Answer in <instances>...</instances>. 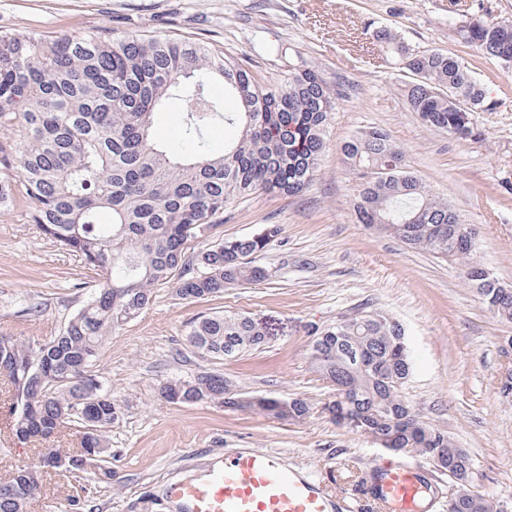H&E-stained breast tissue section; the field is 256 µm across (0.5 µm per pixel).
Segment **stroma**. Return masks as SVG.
Instances as JSON below:
<instances>
[{"instance_id":"35a3bbf8","label":"stroma","mask_w":512,"mask_h":512,"mask_svg":"<svg viewBox=\"0 0 512 512\" xmlns=\"http://www.w3.org/2000/svg\"><path fill=\"white\" fill-rule=\"evenodd\" d=\"M474 15L512 19V0H0V31L60 35L105 26L119 34H178L249 60L275 82L289 67H313L344 89L313 181L293 196L260 193L231 205L210 232L215 242L280 225L254 258L267 278L195 301L178 299L171 286L154 287L150 305L108 336L93 367L124 410L105 432L111 481L98 484L87 506L71 480L43 469L28 512H170L169 482L247 448L274 452L294 470L330 474L340 500L380 460L415 463L416 455L391 453L372 436L337 426L325 409L333 390L309 364L313 329L362 307L403 324L414 362L405 397L470 452L472 486L493 512H512V392L503 389L512 371V352L504 350L512 323L481 303L460 264L356 223V184L339 150L365 128L389 130L416 175L463 223L479 226L473 261L512 285V65L450 37V25ZM380 27L414 49L452 53L473 72L492 105L474 115L479 140L459 142L421 123L407 104L406 76L381 60L373 38ZM261 42L286 48L288 63L256 57ZM88 280L75 256L30 224L23 196L0 209V336L35 347L58 335L88 300ZM213 311L259 323L265 345L230 360L202 357L185 329ZM201 370L222 373L245 392L307 399L311 411L289 424L158 398L160 382ZM44 448L1 432L0 480L39 465Z\"/></svg>"}]
</instances>
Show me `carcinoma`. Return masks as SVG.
Here are the masks:
<instances>
[{
	"mask_svg": "<svg viewBox=\"0 0 512 512\" xmlns=\"http://www.w3.org/2000/svg\"><path fill=\"white\" fill-rule=\"evenodd\" d=\"M388 63L409 74L405 96L428 126L458 141L476 139L473 114L489 111L472 72L450 53L416 51L390 29L374 31ZM454 39L512 64V21L474 16L452 27ZM224 83L231 111L214 102L208 85ZM171 99L186 112L191 149L181 155L151 136L153 116ZM336 93L314 69H295L274 84L237 58L184 36L158 37L106 27L70 35L0 32V134L18 139L3 164L14 181L0 179V206L19 188L30 203V222L99 277L89 300L48 341L26 347L0 336V376L12 385L7 428L44 441L64 428L82 429L70 455L50 448L43 466L74 478L90 470L112 479L104 447L106 429L122 407L92 368L112 329L148 307L153 287L171 284L183 300L216 297L224 288L266 279L250 257L281 228L267 224L244 239L204 245L224 223L227 206L257 192L293 195L316 176L328 148L326 128ZM217 121L237 124L239 138L216 155L204 130ZM359 180L356 222L389 225L407 247L459 261L483 305L512 322V288L471 261L478 227L465 225L448 202L411 170L404 152L383 128L365 129L340 146ZM188 344L216 360L264 345L266 334L250 318L220 312L191 321ZM310 365L335 386L339 410L354 430L434 462L463 483L473 459L402 396L411 358L402 325L377 310L359 309L315 333ZM172 404L214 403L282 422L310 412L303 398L248 395L216 372L202 371L160 384ZM40 472L18 468L0 481V512H27ZM446 512H491L487 498L466 490Z\"/></svg>",
	"mask_w": 512,
	"mask_h": 512,
	"instance_id": "obj_1",
	"label": "carcinoma"
}]
</instances>
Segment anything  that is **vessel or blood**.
Segmentation results:
<instances>
[{
  "instance_id": "obj_1",
  "label": "vessel or blood",
  "mask_w": 512,
  "mask_h": 512,
  "mask_svg": "<svg viewBox=\"0 0 512 512\" xmlns=\"http://www.w3.org/2000/svg\"><path fill=\"white\" fill-rule=\"evenodd\" d=\"M420 465L387 460L378 469L377 500L386 512H416ZM177 512H337L324 479L302 475L263 449L214 459L198 475L168 484Z\"/></svg>"
}]
</instances>
